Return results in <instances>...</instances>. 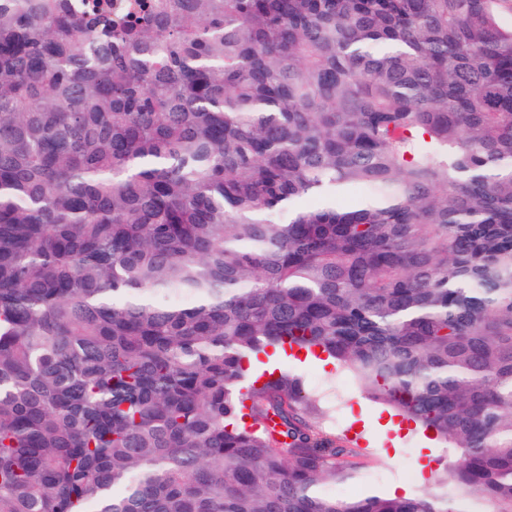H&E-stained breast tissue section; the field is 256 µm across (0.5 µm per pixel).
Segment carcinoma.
I'll list each match as a JSON object with an SVG mask.
<instances>
[{"instance_id":"carcinoma-1","label":"carcinoma","mask_w":512,"mask_h":512,"mask_svg":"<svg viewBox=\"0 0 512 512\" xmlns=\"http://www.w3.org/2000/svg\"><path fill=\"white\" fill-rule=\"evenodd\" d=\"M510 13L0 0V512H465L326 491L357 451L275 347L512 512Z\"/></svg>"}]
</instances>
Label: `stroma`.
Wrapping results in <instances>:
<instances>
[{"label":"stroma","instance_id":"stroma-1","mask_svg":"<svg viewBox=\"0 0 512 512\" xmlns=\"http://www.w3.org/2000/svg\"><path fill=\"white\" fill-rule=\"evenodd\" d=\"M279 366L303 377L319 421L357 451L356 468L349 478L337 483V491L389 496L430 493L436 489V474L458 460V450L429 440L411 422L399 431V444H391L378 426L379 417L388 416L389 408L369 399L347 368L288 360L280 361ZM429 448L435 457L425 471V481H416L417 464Z\"/></svg>","mask_w":512,"mask_h":512}]
</instances>
